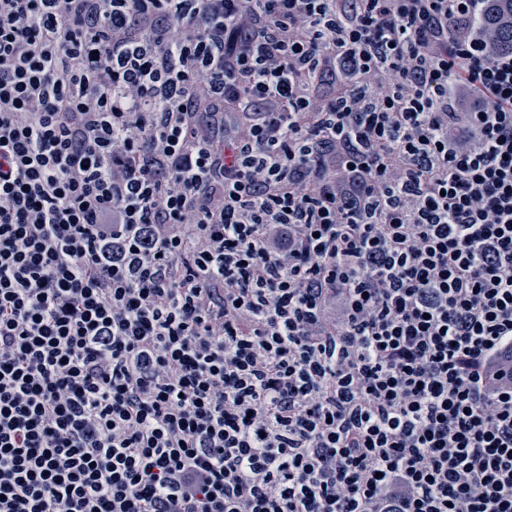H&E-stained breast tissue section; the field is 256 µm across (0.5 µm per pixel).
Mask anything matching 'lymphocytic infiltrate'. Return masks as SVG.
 <instances>
[{"instance_id": "obj_1", "label": "lymphocytic infiltrate", "mask_w": 512, "mask_h": 512, "mask_svg": "<svg viewBox=\"0 0 512 512\" xmlns=\"http://www.w3.org/2000/svg\"><path fill=\"white\" fill-rule=\"evenodd\" d=\"M511 35L0 0V512H512Z\"/></svg>"}]
</instances>
